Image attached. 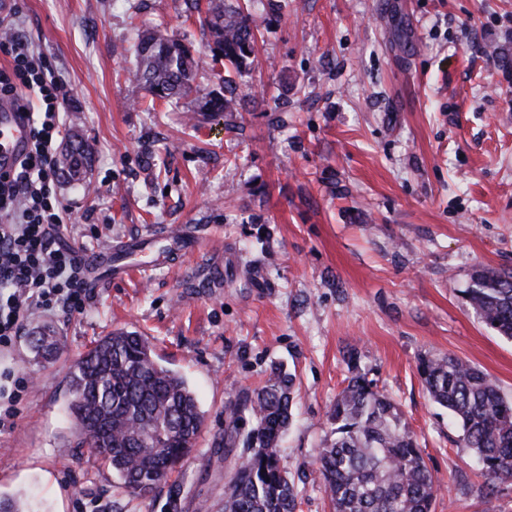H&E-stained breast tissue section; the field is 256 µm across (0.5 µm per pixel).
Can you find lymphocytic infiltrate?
<instances>
[{
	"instance_id": "obj_1",
	"label": "lymphocytic infiltrate",
	"mask_w": 512,
	"mask_h": 512,
	"mask_svg": "<svg viewBox=\"0 0 512 512\" xmlns=\"http://www.w3.org/2000/svg\"><path fill=\"white\" fill-rule=\"evenodd\" d=\"M0 52L12 59L9 68H0V100L24 112H30V97L42 104L39 112H31L28 152L13 172H0V346L5 347L35 311H81L88 288L85 267L59 234L57 141L63 86L30 55L18 32L0 42Z\"/></svg>"
}]
</instances>
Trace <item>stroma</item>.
Listing matches in <instances>:
<instances>
[{
  "mask_svg": "<svg viewBox=\"0 0 512 512\" xmlns=\"http://www.w3.org/2000/svg\"><path fill=\"white\" fill-rule=\"evenodd\" d=\"M260 27L241 112L191 100L135 105L139 30L157 28L212 63L185 0H16L13 23L64 84L61 138L93 147L84 183L59 182L65 243L107 247L180 234L201 241L93 279L83 312L39 311L0 368L24 383L0 429V498L29 512H200L224 496L227 406L272 365L294 373L281 463L297 512H331L317 463L346 356L398 404L440 490L433 512H512V479L487 488L472 449L417 366L452 355L512 399V341L464 292L475 270L512 272V0H284ZM235 75V74H234ZM65 343L36 361L30 338ZM144 334L195 391L193 452L154 493L131 496L77 447L66 375L113 330Z\"/></svg>",
  "mask_w": 512,
  "mask_h": 512,
  "instance_id": "obj_1",
  "label": "stroma"
}]
</instances>
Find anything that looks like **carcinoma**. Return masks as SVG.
Returning <instances> with one entry per match:
<instances>
[{
    "label": "carcinoma",
    "mask_w": 512,
    "mask_h": 512,
    "mask_svg": "<svg viewBox=\"0 0 512 512\" xmlns=\"http://www.w3.org/2000/svg\"><path fill=\"white\" fill-rule=\"evenodd\" d=\"M207 31L212 60L241 75L256 66L255 19L234 0H187ZM134 81L159 102L194 96L197 112H237L248 94L231 78L214 89L195 85L199 58L192 46L158 30L138 33ZM92 151L81 139L61 155L60 175L80 180ZM487 326L512 339V272L478 270L466 290ZM35 357L62 353L51 330L32 340ZM418 371L431 400L456 421L491 482L512 479V400L490 376L453 356L426 358ZM65 405L79 444L112 469L121 488L151 494L196 447L204 423L195 392L160 364L148 339L118 329L96 340L67 375ZM295 376L271 368L262 385L228 406L224 456L242 446L224 482L221 512H296L298 492L281 464V439L293 419ZM251 427H243L244 421ZM335 438L317 461L333 512H432L437 478L418 440L401 422L394 400L373 379L354 372L330 413Z\"/></svg>",
    "instance_id": "cac0c4a2"
}]
</instances>
